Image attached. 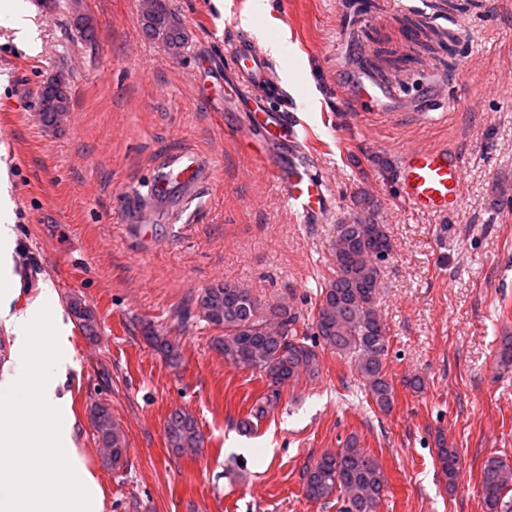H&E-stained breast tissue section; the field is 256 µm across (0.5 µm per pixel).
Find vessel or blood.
I'll list each match as a JSON object with an SVG mask.
<instances>
[{
    "instance_id": "vessel-or-blood-1",
    "label": "vessel or blood",
    "mask_w": 512,
    "mask_h": 512,
    "mask_svg": "<svg viewBox=\"0 0 512 512\" xmlns=\"http://www.w3.org/2000/svg\"><path fill=\"white\" fill-rule=\"evenodd\" d=\"M234 79L225 96L248 89L263 88L269 80V64L262 51L246 38L234 39L227 51ZM398 96L395 87L375 82L366 72L356 75V94L350 102L355 112L388 111ZM468 100L439 88L433 93L432 108L445 113L468 107ZM240 137L263 136L265 141L285 145L298 143L300 130L287 111L272 107L266 97L250 98L245 109ZM209 173L201 155L187 151L176 159L164 177L151 186L155 198L166 196L170 186H177L186 198H193L204 186ZM261 176L275 182L284 192V216L297 224L326 219L331 210V197L326 180L319 174L312 153L298 151L291 159H271L260 170ZM464 181L463 158L447 145L408 148L398 160L399 193L409 210L428 216L453 212L460 199Z\"/></svg>"
}]
</instances>
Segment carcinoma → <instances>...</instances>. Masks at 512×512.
I'll use <instances>...</instances> for the list:
<instances>
[{
	"mask_svg": "<svg viewBox=\"0 0 512 512\" xmlns=\"http://www.w3.org/2000/svg\"><path fill=\"white\" fill-rule=\"evenodd\" d=\"M143 31L160 38L169 50L179 51L186 40L184 28L171 16L162 0H151L141 16ZM70 111V94L58 79L45 82L38 94V112L50 126L60 124ZM338 248L333 251V269L325 279L315 304L312 319L313 336L325 348L347 359L354 368L367 395L376 408L389 413L394 404V388L386 367L390 348L388 329L376 311L380 263L392 252L388 228L376 221L373 211L365 206L350 223L336 225ZM203 320L219 332L213 346L224 356V362L263 373L268 392L261 404L250 411L252 420L261 419L266 407L277 401L281 388L300 375L318 374L320 357L316 345L296 327L283 305L263 304L252 292L236 283L226 282L207 288L199 298ZM70 311L82 330L94 333L95 315L78 300L70 303ZM145 339L175 362L179 353L174 344L152 329ZM91 421L98 444L104 449L103 463L116 469L127 455L126 437L114 421L110 407L96 404ZM167 444L174 453L195 457L204 449V437L190 414L172 411L165 426ZM437 462L446 488H458L461 476L460 457L454 448L440 439ZM387 486L380 461L362 448L357 437H349L344 446L322 454L306 466L303 492L311 501L332 498L346 503L345 512H378ZM512 492V466L491 456L484 462L480 495L485 512H508L505 501Z\"/></svg>",
	"mask_w": 512,
	"mask_h": 512,
	"instance_id": "1",
	"label": "carcinoma"
}]
</instances>
